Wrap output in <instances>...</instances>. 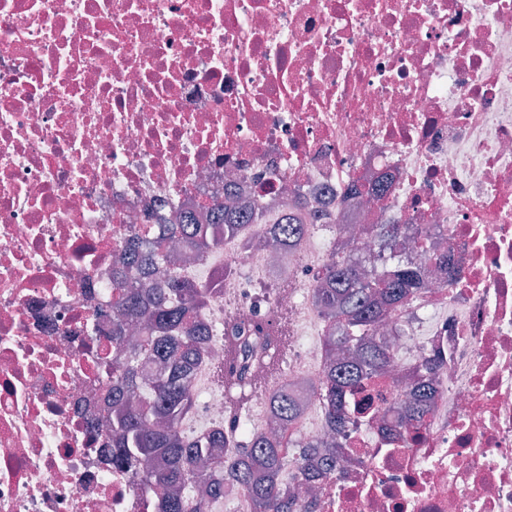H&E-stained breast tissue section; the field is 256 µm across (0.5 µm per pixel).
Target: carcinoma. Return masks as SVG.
<instances>
[{
	"label": "carcinoma",
	"mask_w": 512,
	"mask_h": 512,
	"mask_svg": "<svg viewBox=\"0 0 512 512\" xmlns=\"http://www.w3.org/2000/svg\"><path fill=\"white\" fill-rule=\"evenodd\" d=\"M207 218L208 223L201 224L196 217L185 216L171 225L167 236L154 242L148 254L131 255L132 263L150 269L146 287L134 288L122 281L115 285L113 309L120 321L110 339L116 344L123 342L125 326L142 319L147 320V335L123 363L108 368L119 386L112 392L116 408L112 447L130 467L149 453L165 459L166 467L151 476L165 489L160 512H208L210 504L232 490L250 497L253 512H291L288 484L281 479L285 467L292 465L309 484L336 468V449L322 446L318 439L292 448L285 436L271 439L251 429L243 418V401L252 396L255 387L245 372L217 373L229 400L227 412L236 415L235 429L226 424L217 426L192 440L179 433L181 420L194 405L189 377L212 336L204 310L221 296L222 289L186 277L171 261L170 243L176 239L186 248L203 253L218 246L229 232L247 224H267L268 236L289 247L301 237L303 224L281 222L257 211L248 213L231 203L214 204ZM411 229L410 224H378L375 236L383 251L393 253L401 234ZM317 281L312 302L327 325L325 347L346 352L341 361L327 364L319 392L326 427L336 431L351 421V410L364 412L363 401L355 398L393 360V353L376 342L377 327L404 300L423 290L425 280L420 267L406 264L369 282L355 249L346 242L331 252ZM145 358L158 369L149 381L151 403L135 408L127 403V395L142 385L140 368ZM436 371L437 365L427 362L415 375L406 413L416 423L429 411ZM269 411L285 432L300 417V407L286 388L269 396ZM213 448L224 449V459L215 460L206 472L199 471L200 462Z\"/></svg>",
	"instance_id": "obj_1"
}]
</instances>
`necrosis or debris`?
Wrapping results in <instances>:
<instances>
[{"label": "necrosis or debris", "mask_w": 512, "mask_h": 512, "mask_svg": "<svg viewBox=\"0 0 512 512\" xmlns=\"http://www.w3.org/2000/svg\"><path fill=\"white\" fill-rule=\"evenodd\" d=\"M240 206L346 215L369 276L454 263L378 336L396 373L440 363L416 438L408 387L370 386L317 512H512V0H0V512H159L161 458L109 444L112 273L135 230ZM375 224H409L396 257ZM319 225L281 257L248 225L194 262L225 267L237 317L256 261L285 285L279 320L315 285ZM294 439L320 437L322 347L282 373Z\"/></svg>", "instance_id": "obj_1"}]
</instances>
